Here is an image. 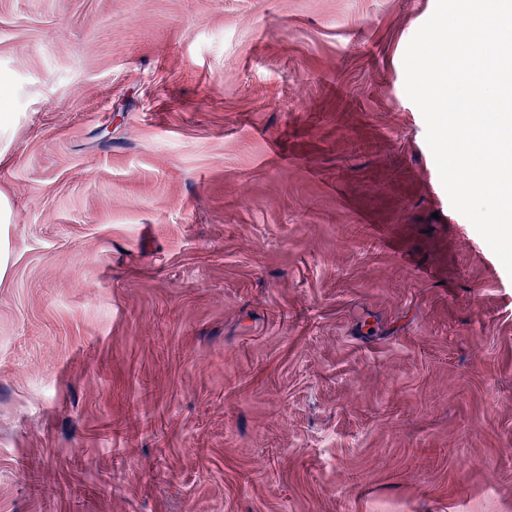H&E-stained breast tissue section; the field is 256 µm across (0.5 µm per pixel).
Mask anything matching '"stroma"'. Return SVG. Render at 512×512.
Here are the masks:
<instances>
[{
  "instance_id": "stroma-1",
  "label": "stroma",
  "mask_w": 512,
  "mask_h": 512,
  "mask_svg": "<svg viewBox=\"0 0 512 512\" xmlns=\"http://www.w3.org/2000/svg\"><path fill=\"white\" fill-rule=\"evenodd\" d=\"M435 6L0 0V512H512Z\"/></svg>"
}]
</instances>
